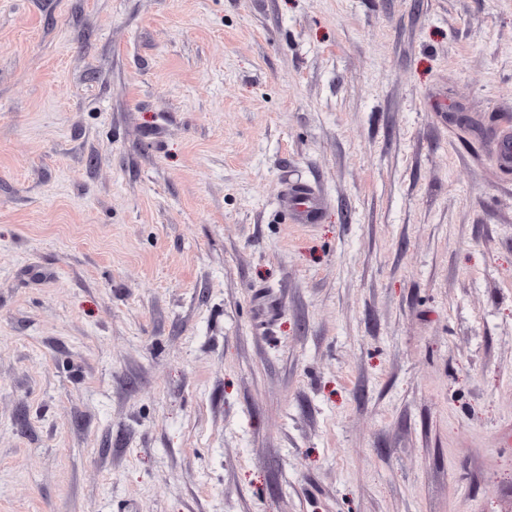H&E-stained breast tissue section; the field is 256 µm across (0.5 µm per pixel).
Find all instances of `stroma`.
<instances>
[{
    "label": "stroma",
    "instance_id": "1",
    "mask_svg": "<svg viewBox=\"0 0 512 512\" xmlns=\"http://www.w3.org/2000/svg\"><path fill=\"white\" fill-rule=\"evenodd\" d=\"M507 129L512 0H0V512H512ZM293 210L304 220L312 221L317 217L318 207L315 195L310 187L291 192Z\"/></svg>",
    "mask_w": 512,
    "mask_h": 512
}]
</instances>
